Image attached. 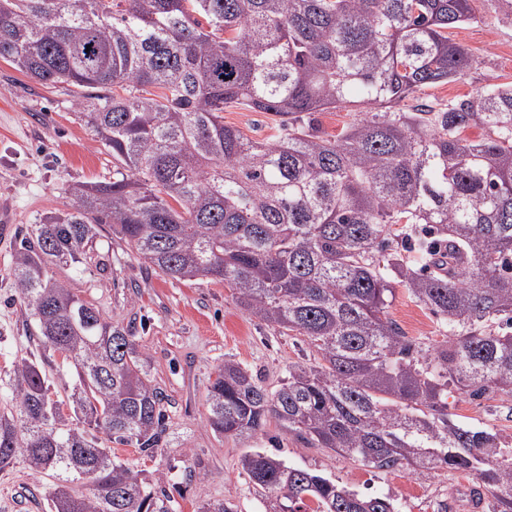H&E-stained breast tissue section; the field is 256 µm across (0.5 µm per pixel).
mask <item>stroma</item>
Here are the masks:
<instances>
[{
  "label": "stroma",
  "instance_id": "1",
  "mask_svg": "<svg viewBox=\"0 0 512 512\" xmlns=\"http://www.w3.org/2000/svg\"><path fill=\"white\" fill-rule=\"evenodd\" d=\"M476 6L475 23L448 32L469 48L470 69L458 81L421 91V98L443 103L512 82V16L498 0H476ZM111 177L112 157L89 132L65 85L36 83L0 59V208L10 213L13 225L0 237V412L15 405L13 370L23 360L43 357L54 399H65L76 380L73 367L27 339L31 317L11 278L17 242L40 215L60 207L68 186ZM59 276L113 324L134 330L150 376L166 397V447L152 458L131 446L114 451L134 469L163 476L176 512H199L203 504L220 500L233 502L238 512H267V501L240 463L252 450L362 493L389 494L399 512H432L437 500L447 502L450 512H490L491 499L476 509L464 498V488L474 481L466 472L443 469L430 477L374 472L306 445L274 421L248 440L215 433L208 422L207 389L224 360L239 362L272 390L286 380L289 365L312 357L303 337L261 324L236 305L222 283L205 277L172 280L106 225L95 240L92 262L65 268ZM387 315L421 349L443 339L436 317L405 288H396ZM448 414L459 425L489 426L512 437V397L494 393L473 399L454 391ZM53 484L51 476L33 474L23 460H15L0 469V512H48Z\"/></svg>",
  "mask_w": 512,
  "mask_h": 512
}]
</instances>
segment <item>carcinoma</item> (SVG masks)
Listing matches in <instances>:
<instances>
[{
	"label": "carcinoma",
	"mask_w": 512,
	"mask_h": 512,
	"mask_svg": "<svg viewBox=\"0 0 512 512\" xmlns=\"http://www.w3.org/2000/svg\"><path fill=\"white\" fill-rule=\"evenodd\" d=\"M123 2L0 0V59L67 85L112 154L111 180L72 188L17 244L15 288L33 340L75 370L78 422L43 362L23 361L0 468L20 456L56 477L50 512H175L161 479L112 452L164 446L163 394L133 332L55 272L87 262L108 224L165 275L224 283L312 349L276 390L234 360L217 366L216 433L251 438L274 418L379 472L471 473L512 512V447L448 418L450 389L512 396V85L417 96L470 69L446 30L476 21L475 0ZM349 105L359 118L334 136L305 120ZM230 106L282 116L288 132L249 138L224 124ZM472 126L486 136L463 137ZM397 285L448 340L423 351L386 316ZM241 465L269 512H396L259 450Z\"/></svg>",
	"instance_id": "obj_1"
}]
</instances>
